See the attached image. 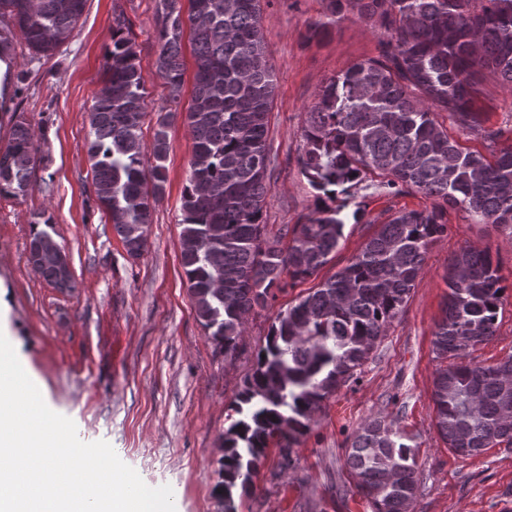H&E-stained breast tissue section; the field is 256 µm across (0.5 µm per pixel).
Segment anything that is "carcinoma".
<instances>
[{"label": "carcinoma", "mask_w": 512, "mask_h": 512, "mask_svg": "<svg viewBox=\"0 0 512 512\" xmlns=\"http://www.w3.org/2000/svg\"><path fill=\"white\" fill-rule=\"evenodd\" d=\"M159 0L155 73L168 89L157 111L151 154L142 126L151 101L124 12L113 17L104 85L89 110L84 148L94 193L127 254L146 249L153 202L164 191L167 129L179 115L184 34L195 73L184 122L193 141L181 196L180 255L197 319L215 350L234 358L245 325L291 282L333 258L347 203L337 194L369 183L380 194H421L431 208L390 209L354 223L374 231L347 264L297 304L278 312L233 403L224 434L218 488L224 512L235 493L254 487L270 444L290 462L314 412L363 372L404 313L430 246L448 230V210L470 224H492L512 238V143L487 125L482 99L493 80L512 89V0H323L308 31L327 34L344 20L366 23L377 54L327 79L308 108L299 165L316 194L301 224L273 231L264 221L276 157L268 142L276 74L262 33V0ZM86 0H0V56L21 38L50 57L75 29ZM482 141L485 152L448 137L439 113ZM30 124H15L0 151V198L28 194L41 163ZM51 217L33 222L28 262L61 292L71 273L41 262L56 253ZM448 293L433 331L439 362L433 379L434 425L462 457L512 446V354L491 365L467 360L497 333L506 288L487 248L465 246L448 260ZM410 438L394 421L364 423L344 465L372 512H410L420 479Z\"/></svg>", "instance_id": "carcinoma-1"}]
</instances>
